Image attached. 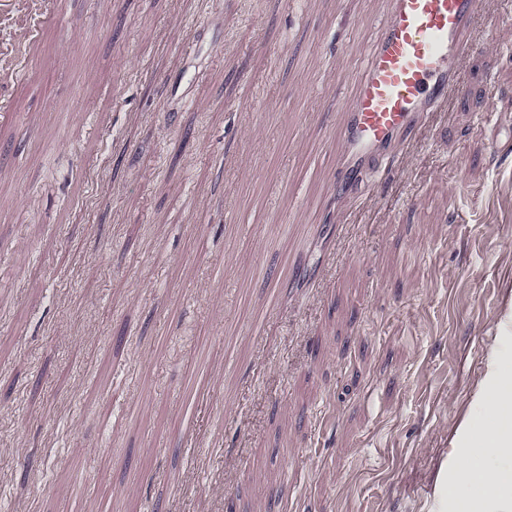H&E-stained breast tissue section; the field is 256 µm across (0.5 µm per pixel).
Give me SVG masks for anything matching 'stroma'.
<instances>
[{"mask_svg":"<svg viewBox=\"0 0 512 512\" xmlns=\"http://www.w3.org/2000/svg\"><path fill=\"white\" fill-rule=\"evenodd\" d=\"M387 8L0 13V512H431L492 351L512 363V0L404 168L340 200Z\"/></svg>","mask_w":512,"mask_h":512,"instance_id":"1","label":"stroma"}]
</instances>
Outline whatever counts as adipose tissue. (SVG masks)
<instances>
[{
	"label": "adipose tissue",
	"mask_w": 512,
	"mask_h": 512,
	"mask_svg": "<svg viewBox=\"0 0 512 512\" xmlns=\"http://www.w3.org/2000/svg\"><path fill=\"white\" fill-rule=\"evenodd\" d=\"M448 469L436 480L437 512H512V366L493 355Z\"/></svg>",
	"instance_id": "obj_1"
}]
</instances>
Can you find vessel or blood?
Listing matches in <instances>:
<instances>
[{"label": "vessel or blood", "instance_id": "1", "mask_svg": "<svg viewBox=\"0 0 512 512\" xmlns=\"http://www.w3.org/2000/svg\"><path fill=\"white\" fill-rule=\"evenodd\" d=\"M378 37L341 115L337 192L401 167L424 116L462 91L461 70L483 0H388Z\"/></svg>", "mask_w": 512, "mask_h": 512}]
</instances>
